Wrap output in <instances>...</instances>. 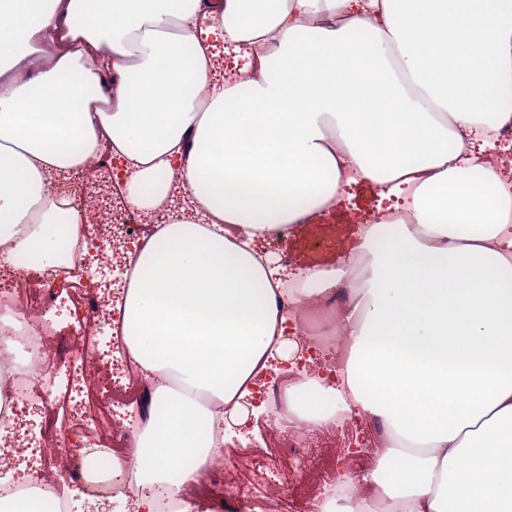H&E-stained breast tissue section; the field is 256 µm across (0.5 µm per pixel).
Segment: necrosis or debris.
Listing matches in <instances>:
<instances>
[{
	"mask_svg": "<svg viewBox=\"0 0 512 512\" xmlns=\"http://www.w3.org/2000/svg\"><path fill=\"white\" fill-rule=\"evenodd\" d=\"M110 160L106 153L89 158L56 194V201L76 212L78 220L68 231V248L51 278L14 266L10 245L0 244V369L11 372L0 402V501L49 497L57 493L61 479L84 480L79 457L105 448L122 466L132 446L136 430L127 408L141 394L143 375L128 355L121 354L114 362L106 359V351L120 349L118 303L102 302L87 279L94 268L114 273V288L118 296L125 295L132 266L123 242L140 243L155 226L167 223L176 213L171 201L183 190L174 186L171 200L148 219L129 203L105 212L100 200L109 191L103 175ZM64 314L73 320L67 336L56 326L57 317ZM330 373L325 359L317 355L284 372L279 383L265 391L273 424L283 437L277 450L280 459L303 460L325 433H341L338 424L322 429L289 419L284 406L285 390L298 376ZM111 379L116 385L103 406L102 421L89 424L82 400ZM76 433L83 444L72 442ZM376 446V441H369L367 449L353 457L340 442L326 449L300 476L297 489L303 512H319L320 497L328 486L340 483L346 495L361 496L360 477L367 469L370 449ZM226 465L224 457L214 456L186 488L168 491V498L184 506L220 497L228 512H279L277 485H269L262 502L245 500L241 492L222 484L220 474Z\"/></svg>",
	"mask_w": 512,
	"mask_h": 512,
	"instance_id": "necrosis-or-debris-1",
	"label": "necrosis or debris"
}]
</instances>
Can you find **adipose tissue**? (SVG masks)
Here are the masks:
<instances>
[{"mask_svg":"<svg viewBox=\"0 0 512 512\" xmlns=\"http://www.w3.org/2000/svg\"><path fill=\"white\" fill-rule=\"evenodd\" d=\"M257 49L211 84L196 36ZM512 121V0H0V244L46 275L43 229L71 215L51 175L112 153L140 209L192 200L132 257L121 336L149 416L127 459L141 495L182 488L301 350L273 256L341 186L402 197L310 279L342 290L335 385L285 391L293 418L360 417L385 440L370 495L323 512H512V182L462 153Z\"/></svg>","mask_w":512,"mask_h":512,"instance_id":"adipose-tissue-1","label":"adipose tissue"}]
</instances>
